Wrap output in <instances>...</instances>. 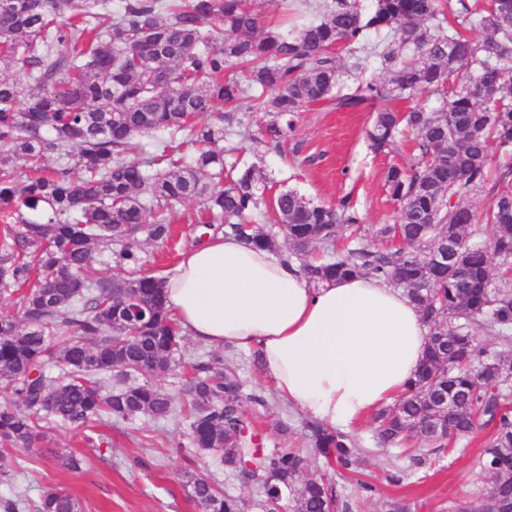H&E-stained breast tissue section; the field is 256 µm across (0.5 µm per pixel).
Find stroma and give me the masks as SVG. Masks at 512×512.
Instances as JSON below:
<instances>
[{"label":"stroma","mask_w":512,"mask_h":512,"mask_svg":"<svg viewBox=\"0 0 512 512\" xmlns=\"http://www.w3.org/2000/svg\"><path fill=\"white\" fill-rule=\"evenodd\" d=\"M246 118V134L233 140L235 157L263 173L265 198L293 189L315 202L333 205L348 195L364 227L394 223L399 205L385 185L386 171L393 165L410 166L417 150L410 139L397 152H374L367 136L373 110L344 112L323 103L308 106L299 113L293 135L280 150L256 141L268 121L266 113L254 111ZM198 215L196 200L186 201L171 215L174 237L170 244L140 239L139 271L172 272L181 253L201 241ZM212 353L210 346L184 342L178 364L162 382L177 409L170 418H104L80 427L40 420L42 435L34 454L11 451L10 476L0 478V499L21 497V512H35L43 492L56 489L76 498L81 512H199L188 487L190 475L197 474L210 477L226 494L241 500L244 512H264L255 487L241 484L234 473L216 465L209 452L191 447L187 440L188 422L182 408L188 364ZM222 354L237 363L241 377L268 403L249 426L263 448L273 447L283 425L291 428L293 445H302L304 414L277 396L255 366L253 355L227 348ZM491 435V430H483L453 451L428 455L425 464L416 468L401 449L378 447L372 422H364L355 433L361 461L357 480L326 466L316 451L308 456L312 471L325 475L336 487L347 512H385L387 502L393 500L402 501L408 512H457L460 503L474 510L481 502L486 479L477 459ZM67 455L81 458L80 469L65 466ZM392 474L399 475V482H389ZM363 480L374 486V493L360 488Z\"/></svg>","instance_id":"1"}]
</instances>
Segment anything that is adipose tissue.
Segmentation results:
<instances>
[{
    "label": "adipose tissue",
    "instance_id": "obj_1",
    "mask_svg": "<svg viewBox=\"0 0 512 512\" xmlns=\"http://www.w3.org/2000/svg\"><path fill=\"white\" fill-rule=\"evenodd\" d=\"M164 287L187 336L258 355L281 399L343 432L400 398L427 349L402 289L367 275L314 284L230 233L186 250Z\"/></svg>",
    "mask_w": 512,
    "mask_h": 512
}]
</instances>
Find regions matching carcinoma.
<instances>
[{"instance_id": "1", "label": "carcinoma", "mask_w": 512, "mask_h": 512, "mask_svg": "<svg viewBox=\"0 0 512 512\" xmlns=\"http://www.w3.org/2000/svg\"><path fill=\"white\" fill-rule=\"evenodd\" d=\"M476 29L484 33L478 39ZM336 46L347 49L341 58ZM388 76L366 80L372 61ZM477 82L491 100L474 98ZM423 98L405 112L398 100ZM375 110L368 136L377 152L411 131L419 155L410 169L386 173L398 202L396 223L370 242L305 261L319 283L370 274L403 289L424 312L429 343L414 380L394 405L372 416L386 447L436 453L481 430L492 439L478 458L487 478L480 512H512V0H328L283 29L263 20L250 0H0V212L6 223L0 283L27 285L0 315V382L16 402L0 406V444L30 452L36 417L83 425L102 415L129 420L174 414L156 379L166 375L185 336L166 305L162 280L93 278L95 251L122 245L121 261H139L137 235L170 237L165 222L145 223L155 208L201 201L202 223L220 224L246 244L274 238L250 223L260 210L254 166L226 164L220 143L248 109L272 116L262 132L274 147L294 129L303 107ZM224 110L216 112L217 105ZM151 137L147 159L125 156L131 139ZM56 155V167L45 165ZM34 170L36 177L25 172ZM489 189L477 223L469 199ZM288 244L303 257L335 252L342 232L362 223L350 198L316 204L294 190L271 199ZM461 242L452 261L428 249ZM143 304L125 324L114 309ZM483 326L506 348L472 332ZM70 330L63 345L51 339ZM60 371L48 382L45 366ZM148 371L155 381L102 390L101 375ZM190 444L216 451L244 485L261 490L268 512H338L333 485L308 470L291 448L266 453L264 469L246 472L251 453L240 437L245 406L266 407L245 391L237 371L212 356L188 366ZM307 436L328 462L354 472L356 442L315 421ZM201 512H241L239 501L210 480H190ZM76 499L47 490L35 512H79Z\"/></svg>"}]
</instances>
